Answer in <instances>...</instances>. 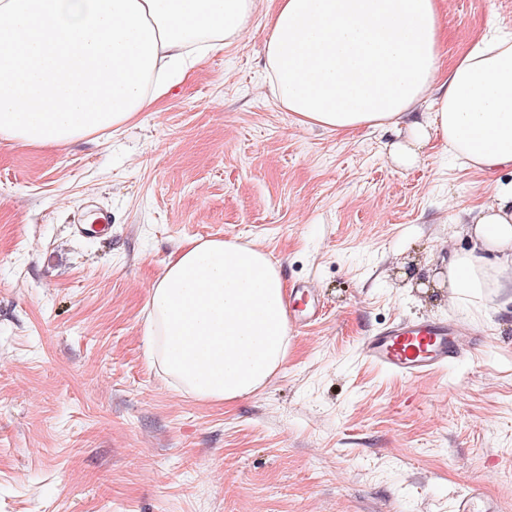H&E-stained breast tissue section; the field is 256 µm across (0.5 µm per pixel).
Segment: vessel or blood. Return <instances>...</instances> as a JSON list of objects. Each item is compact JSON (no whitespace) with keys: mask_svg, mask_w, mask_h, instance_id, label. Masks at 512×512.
I'll list each match as a JSON object with an SVG mask.
<instances>
[{"mask_svg":"<svg viewBox=\"0 0 512 512\" xmlns=\"http://www.w3.org/2000/svg\"><path fill=\"white\" fill-rule=\"evenodd\" d=\"M473 343V336L458 325L421 318L395 324L368 337L361 353L375 366L413 381L458 361ZM454 512L500 510L497 500L473 486L457 498Z\"/></svg>","mask_w":512,"mask_h":512,"instance_id":"b4317fda","label":"vessel or blood"}]
</instances>
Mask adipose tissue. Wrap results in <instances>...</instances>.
<instances>
[{
	"label": "adipose tissue",
	"mask_w": 512,
	"mask_h": 512,
	"mask_svg": "<svg viewBox=\"0 0 512 512\" xmlns=\"http://www.w3.org/2000/svg\"><path fill=\"white\" fill-rule=\"evenodd\" d=\"M264 70L298 124L350 133L404 126L403 167L431 140L492 175L468 211L477 240L448 287L512 302V33L490 28L441 73L438 0H275ZM258 0H0V140L58 147L118 130L250 27ZM494 254L487 264L485 254ZM285 284L262 251L183 245L150 290L151 359L186 393L233 401L288 349Z\"/></svg>",
	"instance_id": "adipose-tissue-1"
}]
</instances>
